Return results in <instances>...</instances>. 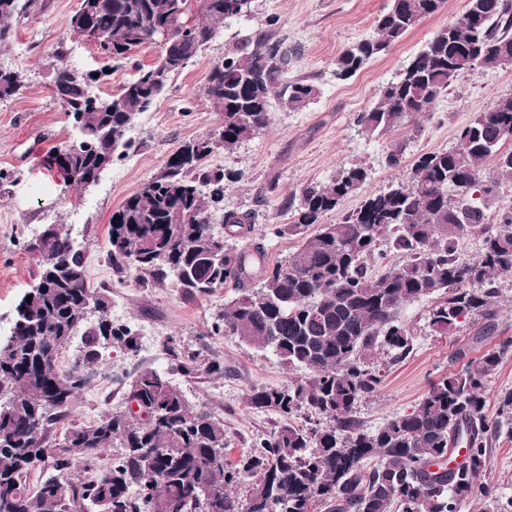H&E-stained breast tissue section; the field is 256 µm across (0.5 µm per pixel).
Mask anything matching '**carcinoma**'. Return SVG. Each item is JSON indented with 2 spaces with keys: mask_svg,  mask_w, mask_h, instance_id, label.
Masks as SVG:
<instances>
[{
  "mask_svg": "<svg viewBox=\"0 0 512 512\" xmlns=\"http://www.w3.org/2000/svg\"><path fill=\"white\" fill-rule=\"evenodd\" d=\"M75 13L103 34L98 50L111 62L149 43L157 28L175 43L159 61L136 68L118 93L105 100L88 93L91 73L58 70L55 96L79 131L56 164L75 185L112 164L130 117L149 108L170 77L214 38L217 25L251 10V0H92ZM443 0H390L374 35L351 44L336 59V78L347 80L400 41ZM27 4L0 0V47L14 37L13 19ZM512 65V0H466L458 20L442 28L388 83L375 105L359 115L366 132L382 135L405 121L431 114L457 75L476 68ZM288 56L265 36L224 55L207 77V96L224 124L213 134L180 146L157 177L112 213L108 256L112 270L140 285L168 283L188 298L235 284L238 296L218 314L213 331L271 349L286 367L306 376L247 395L248 405L270 409L283 424L253 452L230 461L224 421L191 406L155 370L130 383L127 400L155 411L142 422L130 410L104 413L90 425H72L51 456L52 472L36 491L22 479L46 447L47 433L69 414L112 342L134 347L131 329L115 325L106 295L88 283L85 257L60 224H49L32 250L38 259L33 288L15 307L10 336L0 341V512H461L478 495L483 512H512L481 481L493 437L512 426V389L498 396L499 419L486 415V386L512 338L430 383L414 409L374 430L354 408L382 382L376 364L404 362L414 350L413 330L401 309L430 297L429 325L443 336L472 317L491 333L499 315L501 280L512 278V209L490 216L485 200L512 183V96L499 98L461 128L456 149L425 153L406 182L393 183L339 216L321 223L355 195L368 169L353 165L328 183H308L290 199L292 223L281 233L301 236L288 258L271 264L262 245L239 251L228 243L252 231L249 213H224V232L210 224L211 206L224 200L225 175L208 160L269 125L271 101L291 111L307 107L318 89L287 81ZM24 86L17 71L0 68V101ZM494 162L492 175L485 164ZM483 235L479 256L457 257L461 235ZM402 256L378 273L382 241ZM32 300H27V297ZM85 350L67 371L59 349L78 332ZM191 375L224 365L192 355L182 363ZM305 415L307 424L294 420ZM120 451L110 459L114 444ZM465 447V461L448 467V454ZM144 448L153 452L145 454ZM82 475L71 479L75 469Z\"/></svg>",
  "mask_w": 512,
  "mask_h": 512,
  "instance_id": "cac0c4a2",
  "label": "carcinoma"
}]
</instances>
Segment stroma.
Instances as JSON below:
<instances>
[{
    "label": "stroma",
    "mask_w": 512,
    "mask_h": 512,
    "mask_svg": "<svg viewBox=\"0 0 512 512\" xmlns=\"http://www.w3.org/2000/svg\"><path fill=\"white\" fill-rule=\"evenodd\" d=\"M79 3L47 0L46 8L30 9L15 19L12 43L0 48V67L26 77L22 94L0 101V173L7 177L0 183V337L9 334L14 309L35 281L36 257L29 244L45 225H63L85 254L90 285L106 289L113 323L129 326L135 338L134 348L116 342L105 350L96 375L74 398L66 424H88L102 413L122 411L133 377L155 370L191 404L223 420L228 457L237 459L282 423L275 412L250 407L248 393L283 386L303 378V371L285 367L272 350L213 333L216 315L236 295L232 286L188 299L176 288L138 285L115 274L106 256L113 212L154 178L184 142L222 125L223 113L213 110L205 94L212 62L266 34L288 51L286 79H303L319 89L316 101L299 111L272 104L268 127L209 159L212 169L232 176L224 184L223 201L211 211V224L222 230L228 210L254 214L253 232L234 245L241 249L249 242L261 244L272 263L296 249L297 236L283 233L282 227L289 221L291 196L306 183L329 182L336 171L355 163L368 167L359 194L322 218L323 223H336L339 212L355 209L363 197L408 180L420 155L457 147L460 128L475 113L512 94V66L461 73L439 98L432 116L371 135L358 123L359 113L373 107L383 87L398 78L436 32L461 16L465 0H444L437 13L344 81L336 77L337 56L373 34L374 21L388 0H252L249 16L219 24L215 37L170 79L163 95L137 114L126 132L133 143L129 153L115 158L96 183L79 188L53 162L54 152L74 134L72 118L53 95L58 69L71 66L87 73L104 64L93 43L69 31ZM160 53L155 44L132 50L108 76L91 84V94L111 97L132 78L136 66L155 64ZM391 143L404 148L396 168L383 162ZM499 305L502 315L494 333L483 334L480 324L469 321L447 336L435 334L428 325L430 300L405 306L400 317L413 331L414 351L401 364L383 365L377 393L356 406L358 419L373 429L411 411L431 381L460 371L470 359L512 336V279L502 283ZM191 353L222 362L223 375L183 374L180 363ZM66 424L53 427L51 440L61 439ZM484 479L502 497H512L511 435L503 433L493 441Z\"/></svg>",
    "instance_id": "35a3bbf8"
}]
</instances>
